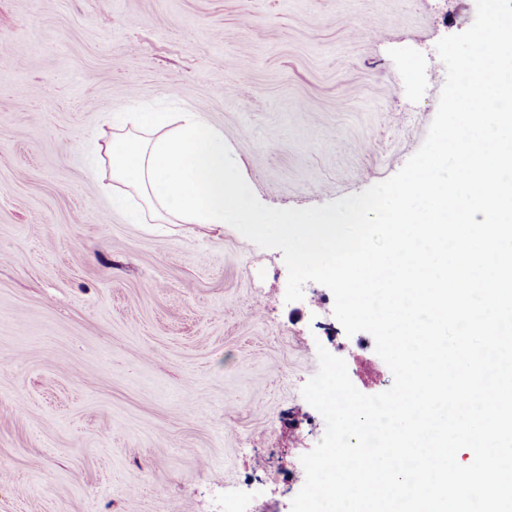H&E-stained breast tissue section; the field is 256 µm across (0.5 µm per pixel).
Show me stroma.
<instances>
[{
	"label": "stroma",
	"mask_w": 512,
	"mask_h": 512,
	"mask_svg": "<svg viewBox=\"0 0 512 512\" xmlns=\"http://www.w3.org/2000/svg\"><path fill=\"white\" fill-rule=\"evenodd\" d=\"M475 0H0V512H291L317 349L393 376L281 251L135 223L100 192L118 112H199L264 205L398 172Z\"/></svg>",
	"instance_id": "stroma-1"
}]
</instances>
